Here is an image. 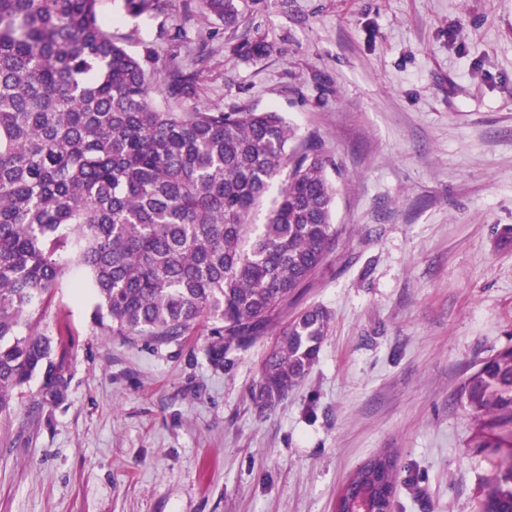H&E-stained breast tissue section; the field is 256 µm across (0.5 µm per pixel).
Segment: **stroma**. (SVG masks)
<instances>
[{
    "instance_id": "1",
    "label": "stroma",
    "mask_w": 512,
    "mask_h": 512,
    "mask_svg": "<svg viewBox=\"0 0 512 512\" xmlns=\"http://www.w3.org/2000/svg\"><path fill=\"white\" fill-rule=\"evenodd\" d=\"M187 3L98 13L155 72L195 77L158 105L275 110L320 140L338 239L299 305L326 307L330 334L261 410L273 335L217 365L200 330L103 334L70 266L42 316L63 395L37 374L0 414V512H335L382 453L392 512H481L496 454L461 386L512 346V0H251L236 29ZM162 81L165 86L166 96L169 99L178 101L195 95L193 78L184 75L175 64L169 66Z\"/></svg>"
}]
</instances>
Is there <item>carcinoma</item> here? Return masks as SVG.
<instances>
[{"label":"carcinoma","mask_w":512,"mask_h":512,"mask_svg":"<svg viewBox=\"0 0 512 512\" xmlns=\"http://www.w3.org/2000/svg\"><path fill=\"white\" fill-rule=\"evenodd\" d=\"M97 2L0 0V413L36 373L62 396V340L33 319L72 264L114 335L171 341L205 327L220 365L275 332L257 395L270 407L309 373L330 331L320 305L275 327L336 243L330 161L314 140L290 147L280 112L159 107L153 58L114 39ZM124 2L133 16L161 9ZM240 2L199 8L234 27ZM163 85L169 99L195 95L174 64ZM264 207L265 222L251 223ZM462 396L477 446L508 447L482 512H512V347L484 360ZM395 483V460L377 456L351 474L336 512L389 503Z\"/></svg>","instance_id":"1"}]
</instances>
